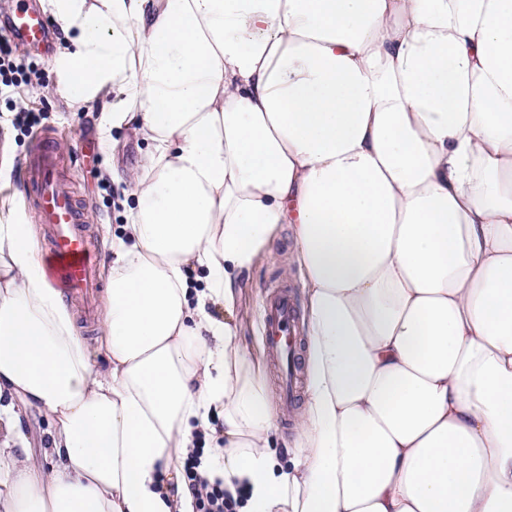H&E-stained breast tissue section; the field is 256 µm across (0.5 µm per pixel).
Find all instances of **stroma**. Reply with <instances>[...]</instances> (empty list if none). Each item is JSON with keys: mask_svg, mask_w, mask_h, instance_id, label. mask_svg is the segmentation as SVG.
Here are the masks:
<instances>
[{"mask_svg": "<svg viewBox=\"0 0 512 512\" xmlns=\"http://www.w3.org/2000/svg\"><path fill=\"white\" fill-rule=\"evenodd\" d=\"M66 47L61 36H54L48 47L30 49L17 46L20 58L35 63L44 73L43 84L28 88L24 106L40 109L38 124L30 130L12 125V112L0 99V135L8 137L10 160L0 163V200L16 202L26 219L34 214L25 184L24 163L44 134L58 141L65 161V174L76 197L85 207L87 234L107 257L113 234L123 222L122 201L128 190L125 183L114 180L113 170L135 169L147 150L145 142L120 132L114 142L103 139L99 129V107L74 106L58 89L52 63ZM295 243L288 230H281L268 254L242 276L237 318L238 330L247 360L265 385L275 410L274 422L278 440V456L287 460L290 451L299 445V414L301 402L284 405L281 399V375L270 360L263 339L262 319L268 302L283 290H293L298 309H305L307 296L297 270L288 269V257Z\"/></svg>", "mask_w": 512, "mask_h": 512, "instance_id": "obj_1", "label": "stroma"}]
</instances>
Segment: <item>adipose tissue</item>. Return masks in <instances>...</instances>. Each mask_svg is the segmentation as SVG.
Here are the masks:
<instances>
[{
    "mask_svg": "<svg viewBox=\"0 0 512 512\" xmlns=\"http://www.w3.org/2000/svg\"><path fill=\"white\" fill-rule=\"evenodd\" d=\"M48 6L60 89L148 151L112 241L106 369L33 225L0 224V396L51 420L56 460L18 457L0 412V512H195L200 435L242 512H512V0ZM282 224L309 336L285 463L235 325Z\"/></svg>",
    "mask_w": 512,
    "mask_h": 512,
    "instance_id": "ef3b65f1",
    "label": "adipose tissue"
}]
</instances>
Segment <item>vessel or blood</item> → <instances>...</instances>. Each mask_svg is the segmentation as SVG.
Returning <instances> with one entry per match:
<instances>
[{
	"instance_id": "obj_1",
	"label": "vessel or blood",
	"mask_w": 512,
	"mask_h": 512,
	"mask_svg": "<svg viewBox=\"0 0 512 512\" xmlns=\"http://www.w3.org/2000/svg\"><path fill=\"white\" fill-rule=\"evenodd\" d=\"M50 29L45 14L17 0L9 31L27 45L43 44ZM64 159L52 137H43L26 161V184L38 224L46 226L49 271L54 285L68 296L92 299L98 286V252L83 229L84 211L61 175ZM293 303L281 294L271 301L263 323V334L272 358L286 366L285 399L296 395L297 338L293 334Z\"/></svg>"
}]
</instances>
